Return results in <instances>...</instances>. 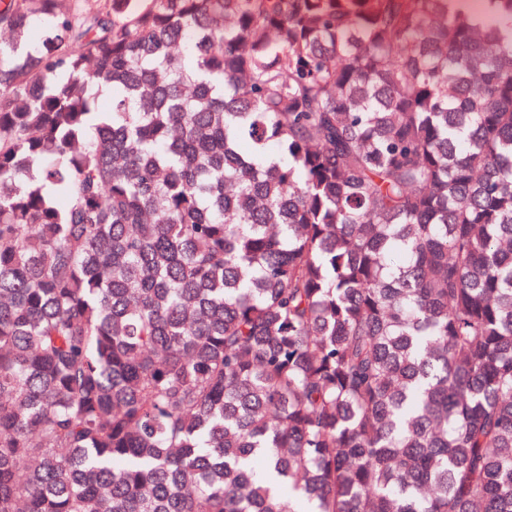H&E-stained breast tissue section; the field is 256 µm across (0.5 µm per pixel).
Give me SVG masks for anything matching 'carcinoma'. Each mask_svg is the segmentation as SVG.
Wrapping results in <instances>:
<instances>
[{"label":"carcinoma","instance_id":"cac0c4a2","mask_svg":"<svg viewBox=\"0 0 512 512\" xmlns=\"http://www.w3.org/2000/svg\"><path fill=\"white\" fill-rule=\"evenodd\" d=\"M139 2L0 0V512H512V0Z\"/></svg>","mask_w":512,"mask_h":512}]
</instances>
